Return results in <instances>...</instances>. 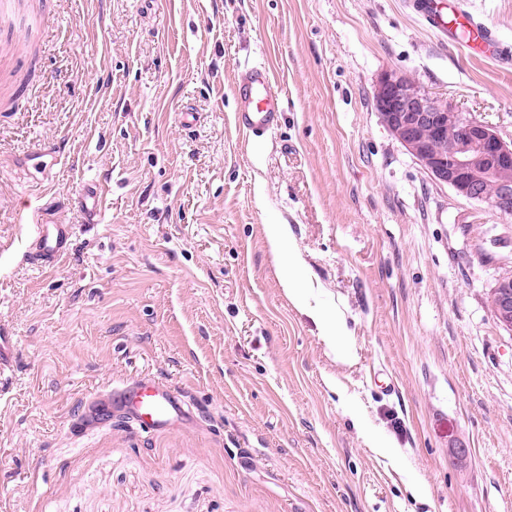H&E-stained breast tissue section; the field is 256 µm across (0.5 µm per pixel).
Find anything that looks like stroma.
I'll return each instance as SVG.
<instances>
[{"label": "stroma", "mask_w": 512, "mask_h": 512, "mask_svg": "<svg viewBox=\"0 0 512 512\" xmlns=\"http://www.w3.org/2000/svg\"><path fill=\"white\" fill-rule=\"evenodd\" d=\"M465 7L512 57V0ZM2 56L23 94L0 106V512H512V332L490 307L512 217L433 183L373 101L397 70L510 142L512 67L408 0H16ZM251 61L280 107L254 139L234 126ZM36 222L71 225L60 267L31 264ZM141 375L192 419L76 434Z\"/></svg>", "instance_id": "1"}]
</instances>
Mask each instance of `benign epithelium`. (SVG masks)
<instances>
[{
  "mask_svg": "<svg viewBox=\"0 0 512 512\" xmlns=\"http://www.w3.org/2000/svg\"><path fill=\"white\" fill-rule=\"evenodd\" d=\"M374 95L384 126L435 183L452 188L470 203L483 201L491 184L493 208L512 216V142L494 126L431 96L398 71L384 73ZM448 130L456 133L451 149L443 138ZM492 293L496 320L512 331V277L499 279Z\"/></svg>",
  "mask_w": 512,
  "mask_h": 512,
  "instance_id": "7a95c632",
  "label": "benign epithelium"
}]
</instances>
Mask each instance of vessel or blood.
<instances>
[{
    "label": "vessel or blood",
    "mask_w": 512,
    "mask_h": 512,
    "mask_svg": "<svg viewBox=\"0 0 512 512\" xmlns=\"http://www.w3.org/2000/svg\"><path fill=\"white\" fill-rule=\"evenodd\" d=\"M415 7L430 27L442 33L464 21L458 0H417ZM467 24L471 30L467 49L487 57L496 56L498 41L491 29L473 20ZM234 90L241 101L238 126L255 135L272 131L278 123L279 107L269 66L262 61L244 63L235 76ZM33 231L32 262L53 266L68 255L72 244L71 225L38 224ZM113 405L120 406L147 433L172 428L191 415L186 404L166 386L144 380L110 386L92 398L90 407L97 412L98 408Z\"/></svg>",
    "instance_id": "1"
}]
</instances>
